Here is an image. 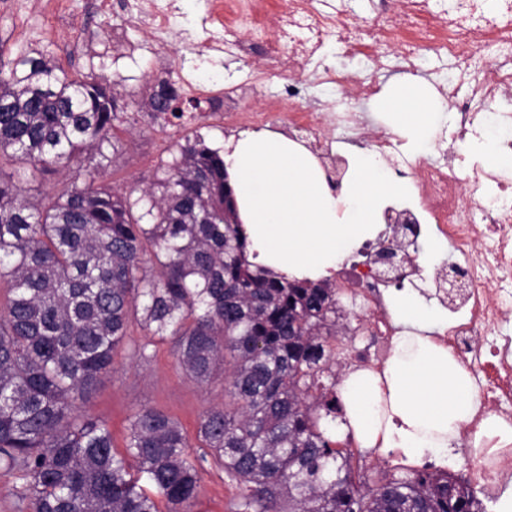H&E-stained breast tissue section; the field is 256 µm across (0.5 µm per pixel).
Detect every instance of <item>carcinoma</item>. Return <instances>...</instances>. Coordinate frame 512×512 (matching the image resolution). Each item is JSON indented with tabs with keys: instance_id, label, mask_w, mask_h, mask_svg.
I'll use <instances>...</instances> for the list:
<instances>
[{
	"instance_id": "1",
	"label": "carcinoma",
	"mask_w": 512,
	"mask_h": 512,
	"mask_svg": "<svg viewBox=\"0 0 512 512\" xmlns=\"http://www.w3.org/2000/svg\"><path fill=\"white\" fill-rule=\"evenodd\" d=\"M118 85L37 50L0 58V466L24 481L19 507L189 512L209 455L235 482L230 512H484L444 470L374 486L351 465L329 428L343 408L326 350L349 313L331 280L249 261L224 161L204 140L177 144L143 187L102 182L128 130ZM180 99L163 78L141 111L180 112ZM82 154L91 164L41 190ZM134 323L172 338L197 383L224 374L230 400L201 418L202 455L154 409L133 415L120 453L85 408Z\"/></svg>"
}]
</instances>
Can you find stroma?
<instances>
[{
	"mask_svg": "<svg viewBox=\"0 0 512 512\" xmlns=\"http://www.w3.org/2000/svg\"><path fill=\"white\" fill-rule=\"evenodd\" d=\"M46 2L9 0L8 7H0V56L10 57L22 47L40 50L53 64L66 70L120 77L118 90L124 95H142L147 86L167 77L171 64L192 52L196 38L203 36L207 26L206 0H173L178 25L172 33L162 36L144 30L123 11L98 14L93 0H70L73 24L62 30L50 24ZM116 28L123 31L118 43L111 39ZM257 70L264 75V88L258 96L242 85L245 74ZM194 78L200 83L237 87L240 105L246 111L262 110L277 115L275 95L289 82L303 87L310 105L343 99L346 107L360 113L365 122L363 128L355 131L334 126L324 130L333 155L341 158L346 157L348 148L367 147L374 132L389 128L386 119L373 111L371 100L362 97L356 88H320L310 68L300 66L288 72L273 66L263 54L248 59L230 51L215 55L212 63L195 72ZM128 112L133 116L132 131L121 136L124 155L120 170L106 174L104 180L129 188L152 180L161 157L181 138L199 134L210 142L216 135L236 134L249 128L245 122H228L202 130L193 125L163 129L137 117L136 107H129ZM143 342L148 348L141 358L135 355L134 347ZM227 399L223 378H215L207 385L197 384L178 367L173 340L145 341L135 327L119 351L113 370L101 376L87 408L109 426L119 448L124 445L127 427L136 412L145 408L163 410L182 424L190 453L197 456L201 453L197 440L201 417L211 406ZM201 477V492L191 512H226L235 487L223 469L214 462H205Z\"/></svg>",
	"mask_w": 512,
	"mask_h": 512,
	"instance_id": "35a3bbf8",
	"label": "stroma"
}]
</instances>
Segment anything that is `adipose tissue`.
<instances>
[{
    "instance_id": "ef3b65f1",
    "label": "adipose tissue",
    "mask_w": 512,
    "mask_h": 512,
    "mask_svg": "<svg viewBox=\"0 0 512 512\" xmlns=\"http://www.w3.org/2000/svg\"><path fill=\"white\" fill-rule=\"evenodd\" d=\"M373 106L419 155L429 150L431 127L448 118L438 90L410 79L384 88ZM220 156L250 261L297 278L337 268L377 232L385 208L412 190L365 150L350 153L342 191L333 194L304 146L266 130L225 138ZM393 314L402 331L385 379L355 371L339 387L345 427L366 448H395L411 461L444 458L476 413V392L447 349L428 337L444 327L441 312L407 292Z\"/></svg>"
}]
</instances>
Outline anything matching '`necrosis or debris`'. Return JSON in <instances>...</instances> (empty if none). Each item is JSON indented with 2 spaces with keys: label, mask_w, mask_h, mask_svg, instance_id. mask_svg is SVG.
<instances>
[{
  "label": "necrosis or debris",
  "mask_w": 512,
  "mask_h": 512,
  "mask_svg": "<svg viewBox=\"0 0 512 512\" xmlns=\"http://www.w3.org/2000/svg\"><path fill=\"white\" fill-rule=\"evenodd\" d=\"M211 2V17L224 35L204 38L203 55L223 51L227 35L243 56L273 38L286 49L279 66H291L299 60L311 62L327 37L337 33L352 50L368 56L394 53L409 65L426 42L434 41L442 53L465 57L464 67L449 77L441 92L460 113L468 133L479 136L485 120L512 127L511 113L488 109L498 93L512 89V0H448L447 19L440 28L433 24L427 0H410L401 25L382 34L354 25L345 5L300 0L277 14L271 36L251 0ZM279 100L292 131L316 136L328 126L356 128L361 123L355 112L341 106L332 112L303 104L293 84L281 88ZM407 169L415 177L417 222L447 240L467 281L466 288L451 296L441 279H433L432 286L436 295L448 298V326L435 340L469 373L477 393V412L460 430L469 447L488 412L512 424V174L475 167L461 179L450 175L448 164L419 158ZM331 280L339 297L368 312L360 327L366 345L353 350L348 337L330 340L335 361L346 373L367 370L383 375L398 332L387 282L368 259L342 266ZM478 453V462L466 471L463 482L499 500L512 480V448L487 441Z\"/></svg>",
  "instance_id": "necrosis-or-debris-1"
}]
</instances>
